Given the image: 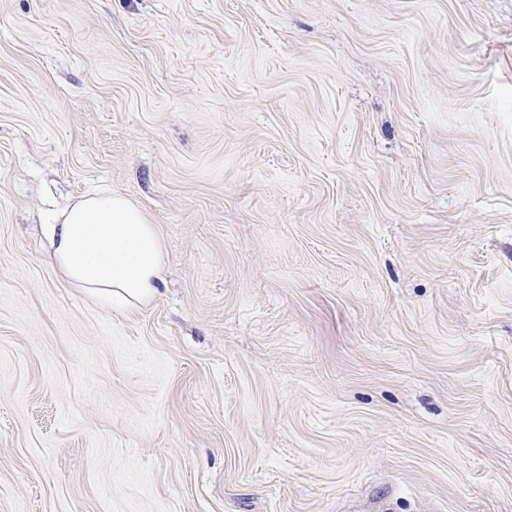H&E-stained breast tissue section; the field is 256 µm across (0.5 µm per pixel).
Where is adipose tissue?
<instances>
[{"mask_svg": "<svg viewBox=\"0 0 512 512\" xmlns=\"http://www.w3.org/2000/svg\"><path fill=\"white\" fill-rule=\"evenodd\" d=\"M43 233L60 275L102 307L133 309L156 295L164 266L162 240L127 196L84 194L53 213Z\"/></svg>", "mask_w": 512, "mask_h": 512, "instance_id": "obj_1", "label": "adipose tissue"}]
</instances>
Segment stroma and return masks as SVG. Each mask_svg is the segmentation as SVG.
Here are the masks:
<instances>
[{
  "mask_svg": "<svg viewBox=\"0 0 512 512\" xmlns=\"http://www.w3.org/2000/svg\"><path fill=\"white\" fill-rule=\"evenodd\" d=\"M0 512H512V0H0ZM60 275L102 307L127 310L153 298L164 266L155 224L127 196L88 192L42 224Z\"/></svg>",
  "mask_w": 512,
  "mask_h": 512,
  "instance_id": "1",
  "label": "stroma"
}]
</instances>
